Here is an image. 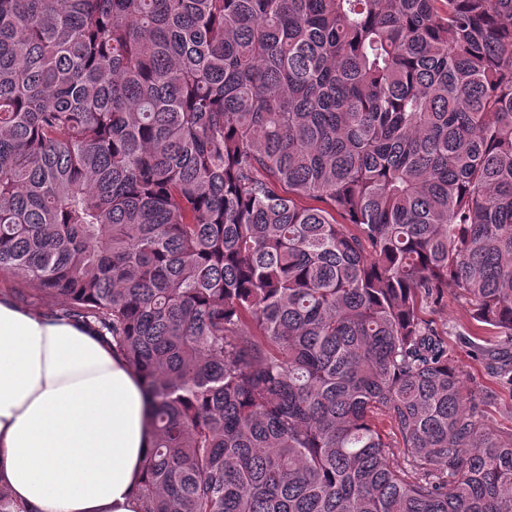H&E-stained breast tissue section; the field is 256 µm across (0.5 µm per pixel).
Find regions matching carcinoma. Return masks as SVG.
Wrapping results in <instances>:
<instances>
[{
  "label": "carcinoma",
  "mask_w": 512,
  "mask_h": 512,
  "mask_svg": "<svg viewBox=\"0 0 512 512\" xmlns=\"http://www.w3.org/2000/svg\"><path fill=\"white\" fill-rule=\"evenodd\" d=\"M0 273L140 373V512H512L420 314L512 387V0H0Z\"/></svg>",
  "instance_id": "1"
}]
</instances>
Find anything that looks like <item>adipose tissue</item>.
I'll list each match as a JSON object with an SVG mask.
<instances>
[{
    "instance_id": "ef3b65f1",
    "label": "adipose tissue",
    "mask_w": 512,
    "mask_h": 512,
    "mask_svg": "<svg viewBox=\"0 0 512 512\" xmlns=\"http://www.w3.org/2000/svg\"><path fill=\"white\" fill-rule=\"evenodd\" d=\"M150 446L126 359L0 294V485L23 512H139Z\"/></svg>"
}]
</instances>
